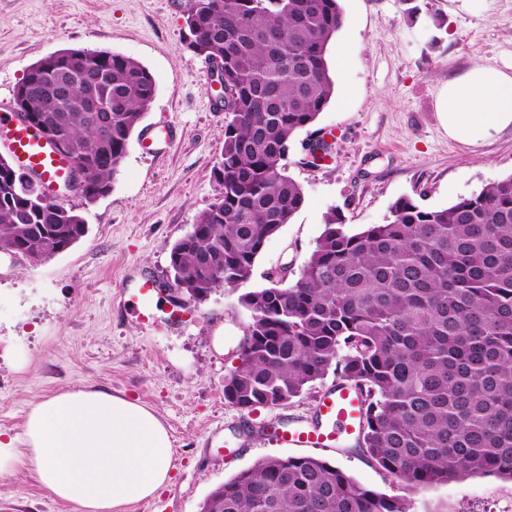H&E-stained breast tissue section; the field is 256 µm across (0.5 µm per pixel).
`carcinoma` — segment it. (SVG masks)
Listing matches in <instances>:
<instances>
[{
  "label": "carcinoma",
  "instance_id": "1",
  "mask_svg": "<svg viewBox=\"0 0 512 512\" xmlns=\"http://www.w3.org/2000/svg\"><path fill=\"white\" fill-rule=\"evenodd\" d=\"M340 0H191L186 25L204 59L224 60V147L218 196L171 248L190 299L245 283L265 243L305 202L288 175L294 134L334 93L328 45L344 26ZM112 103L101 129L78 99L51 86L73 76L27 71L28 110L84 165V204L112 187L156 81L137 60L84 50ZM39 185L0 172V249L32 261L86 234L81 212L40 204ZM240 363L224 399L240 410L278 406L328 374L364 402L357 448L400 482L469 476L512 480V175L442 209L410 198L382 224L351 233L336 209L316 250L287 287L247 291ZM203 512H408L323 459L272 457L216 488Z\"/></svg>",
  "mask_w": 512,
  "mask_h": 512
}]
</instances>
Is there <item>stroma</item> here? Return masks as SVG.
I'll return each mask as SVG.
<instances>
[{
  "label": "stroma",
  "mask_w": 512,
  "mask_h": 512,
  "mask_svg": "<svg viewBox=\"0 0 512 512\" xmlns=\"http://www.w3.org/2000/svg\"><path fill=\"white\" fill-rule=\"evenodd\" d=\"M191 0H0V99L13 100L28 68L63 49L132 57L156 80L142 127L169 124L173 144L152 153L133 134L111 192L80 206L88 232L69 249L29 261L0 253V433L18 437L30 409L61 392L96 386L156 411L172 442L171 481L121 512H202L208 495L270 457H296L262 425L312 418L327 375L286 404L243 411L224 399L240 363L250 314L242 289L221 287L189 302L174 326L145 325L128 294L144 278L178 289L172 245L218 195L213 166L224 147L225 112L210 90V66L190 46ZM345 24L329 56L335 92L289 144L288 173L305 202L270 238L244 289L268 286L288 267L296 280L315 250L329 209L358 231L384 223L398 198L448 207L512 175V131L472 148L450 139L439 91L476 63L512 64V0H341ZM329 136L333 155L304 164L306 147ZM311 456L361 484L405 499L409 512H512V480L473 476L411 488L361 451L314 448ZM0 512H76L26 470L0 475Z\"/></svg>",
  "instance_id": "35a3bbf8"
}]
</instances>
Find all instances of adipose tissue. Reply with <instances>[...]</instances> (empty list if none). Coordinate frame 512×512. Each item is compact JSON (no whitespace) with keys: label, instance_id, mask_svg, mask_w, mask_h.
Masks as SVG:
<instances>
[{"label":"adipose tissue","instance_id":"adipose-tissue-1","mask_svg":"<svg viewBox=\"0 0 512 512\" xmlns=\"http://www.w3.org/2000/svg\"><path fill=\"white\" fill-rule=\"evenodd\" d=\"M437 110L449 138L468 147L512 129V66L475 65L448 80ZM171 441L154 411L87 387L33 406L22 438L0 435V474L25 467L78 512H120L171 480Z\"/></svg>","mask_w":512,"mask_h":512}]
</instances>
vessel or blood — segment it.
<instances>
[{
	"mask_svg": "<svg viewBox=\"0 0 512 512\" xmlns=\"http://www.w3.org/2000/svg\"><path fill=\"white\" fill-rule=\"evenodd\" d=\"M0 147L7 149L17 164L25 168L42 187H54L67 179L69 168L46 145L42 137L20 122L6 102H0ZM161 300L156 281L143 279L133 304L143 323L154 321V308ZM363 397L354 384L337 381L316 406V418L287 420L274 435L278 444L295 448L317 447L329 443L355 445L361 434Z\"/></svg>",
	"mask_w": 512,
	"mask_h": 512,
	"instance_id": "obj_1",
	"label": "vessel or blood"
}]
</instances>
